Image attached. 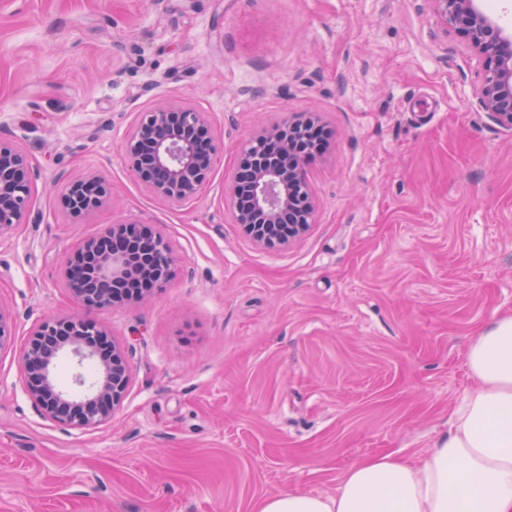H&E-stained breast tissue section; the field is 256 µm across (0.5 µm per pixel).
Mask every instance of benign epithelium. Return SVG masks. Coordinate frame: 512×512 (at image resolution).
<instances>
[{"mask_svg": "<svg viewBox=\"0 0 512 512\" xmlns=\"http://www.w3.org/2000/svg\"><path fill=\"white\" fill-rule=\"evenodd\" d=\"M438 22L461 30L483 71L474 86L481 109L497 125L512 129V32L484 12L479 0H430ZM313 120H295L272 126L253 137L243 149L249 167L247 198L239 187L230 193L233 219L253 229L255 241L269 248L290 245L313 224L315 205L304 170L306 157H286L300 150L299 137ZM125 158L147 190L171 206L198 196L216 157V145L207 113L176 100L157 103L139 115L124 143ZM33 174L26 156L0 141V232L26 221ZM97 177L68 185L65 208L84 211L107 196ZM67 262L64 288L88 309L116 306V292L127 281L149 277L162 288L172 275L174 258L165 238L143 224H112L88 238ZM93 320L57 317L41 322L21 350L18 364L24 388L51 420L89 429L112 419L131 381L122 350L112 345V358L99 359L91 339L104 336ZM73 359V390L64 389L56 368L61 355ZM87 362L98 363L96 375L84 372Z\"/></svg>", "mask_w": 512, "mask_h": 512, "instance_id": "1", "label": "benign epithelium"}]
</instances>
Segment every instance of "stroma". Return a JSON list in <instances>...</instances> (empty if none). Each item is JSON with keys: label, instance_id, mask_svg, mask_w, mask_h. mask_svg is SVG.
Here are the masks:
<instances>
[{"label": "stroma", "instance_id": "1", "mask_svg": "<svg viewBox=\"0 0 512 512\" xmlns=\"http://www.w3.org/2000/svg\"><path fill=\"white\" fill-rule=\"evenodd\" d=\"M478 73L429 0H0V140L34 173L27 223L0 234V512H252L427 450L473 385L472 336L512 313V130L477 105ZM168 99L208 113L218 145L178 207L122 148ZM306 117L326 141L306 164L315 222L267 249L229 191L250 137ZM91 175L107 199L65 209ZM125 221L166 237L173 275L85 311L66 262ZM51 313L89 315L130 366L98 428L25 392L18 352Z\"/></svg>", "mask_w": 512, "mask_h": 512}]
</instances>
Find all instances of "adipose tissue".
<instances>
[{"mask_svg": "<svg viewBox=\"0 0 512 512\" xmlns=\"http://www.w3.org/2000/svg\"><path fill=\"white\" fill-rule=\"evenodd\" d=\"M466 364L474 386L426 453L368 457L336 494L277 493L254 512H512V313L471 339Z\"/></svg>", "mask_w": 512, "mask_h": 512, "instance_id": "ef3b65f1", "label": "adipose tissue"}]
</instances>
